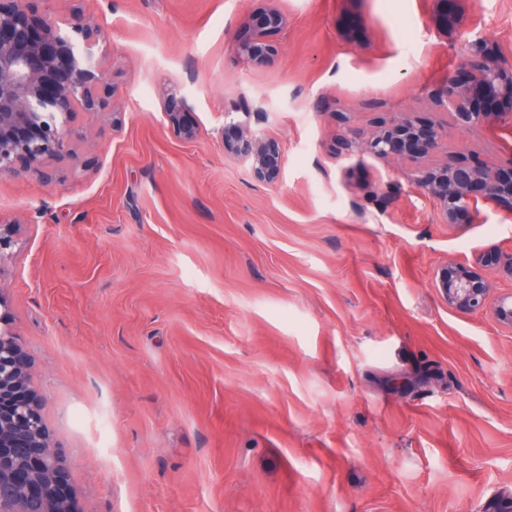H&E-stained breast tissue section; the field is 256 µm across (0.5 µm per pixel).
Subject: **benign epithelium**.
Returning a JSON list of instances; mask_svg holds the SVG:
<instances>
[{"mask_svg":"<svg viewBox=\"0 0 512 512\" xmlns=\"http://www.w3.org/2000/svg\"><path fill=\"white\" fill-rule=\"evenodd\" d=\"M40 0H0V175L48 177L47 163L68 152L69 124L75 112L106 111L112 86L106 81L105 57L96 47L101 34L78 11L61 27ZM433 19L448 33V0H432ZM250 41L232 45L243 62L263 66L273 56L269 37L287 18L262 8L251 19ZM433 96L452 99L454 121L468 129L489 121L493 111L474 109L479 96L486 103L512 100V57L486 38L466 40L455 75ZM164 117L184 141L197 136L180 112ZM346 156L434 159L418 169L415 184L436 201L443 223L466 214L482 219L478 203L512 200V172L499 174L487 165L449 152L442 134L407 115L367 137L349 130L342 138ZM224 154L247 163L256 181L278 182L284 173L280 144L243 122L224 132ZM16 226L0 225V262L12 255ZM495 266L512 278V252L481 256L477 264L454 260L438 268L435 287L448 307L463 313L485 309L491 285L482 266ZM492 311L497 322L512 329V292L499 296ZM0 512H76L67 457L52 442L43 415V400L31 385L30 358L18 337L0 328Z\"/></svg>","mask_w":512,"mask_h":512,"instance_id":"1","label":"benign epithelium"}]
</instances>
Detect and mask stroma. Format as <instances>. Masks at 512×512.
Returning a JSON list of instances; mask_svg holds the SVG:
<instances>
[{"label": "stroma", "instance_id": "obj_1", "mask_svg": "<svg viewBox=\"0 0 512 512\" xmlns=\"http://www.w3.org/2000/svg\"><path fill=\"white\" fill-rule=\"evenodd\" d=\"M288 17L269 64L231 44ZM101 29L112 111L76 158L0 176L8 328L31 359L77 512H512V329L449 308L448 261L512 251V203L442 223L407 159H340L344 128L401 113L512 170V118L456 128L431 98L464 36L512 55V0H51ZM186 107L197 137L168 127ZM278 141L257 182L224 154ZM224 154L247 163L256 181L278 182L284 173V153L280 144L243 122L224 128Z\"/></svg>", "mask_w": 512, "mask_h": 512}]
</instances>
